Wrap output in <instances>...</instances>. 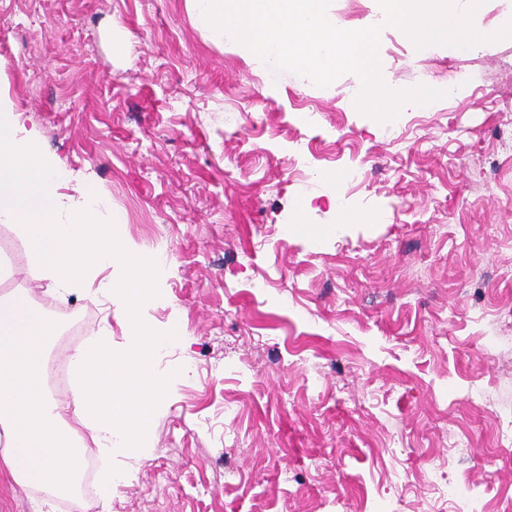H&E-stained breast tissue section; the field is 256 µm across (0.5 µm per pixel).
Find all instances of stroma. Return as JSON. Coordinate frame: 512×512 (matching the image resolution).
Listing matches in <instances>:
<instances>
[{
    "mask_svg": "<svg viewBox=\"0 0 512 512\" xmlns=\"http://www.w3.org/2000/svg\"><path fill=\"white\" fill-rule=\"evenodd\" d=\"M379 60L448 96L381 123L357 76L325 98L188 0H0V105L61 194L89 182L119 237L169 255L141 318L189 339L156 359L176 379L153 454L113 458L131 479L109 502L53 512H512V38L455 56L388 26ZM312 165L358 169L341 205Z\"/></svg>",
    "mask_w": 512,
    "mask_h": 512,
    "instance_id": "obj_1",
    "label": "stroma"
}]
</instances>
